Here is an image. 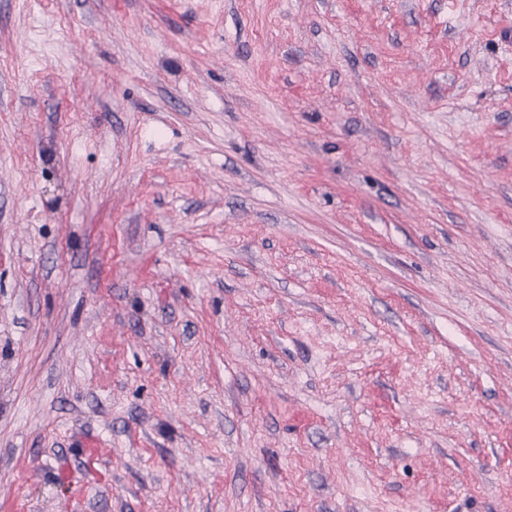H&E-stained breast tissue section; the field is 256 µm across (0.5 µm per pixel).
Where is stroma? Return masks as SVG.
Instances as JSON below:
<instances>
[{
  "label": "stroma",
  "mask_w": 512,
  "mask_h": 512,
  "mask_svg": "<svg viewBox=\"0 0 512 512\" xmlns=\"http://www.w3.org/2000/svg\"><path fill=\"white\" fill-rule=\"evenodd\" d=\"M0 512H512V0H0Z\"/></svg>",
  "instance_id": "1"
}]
</instances>
